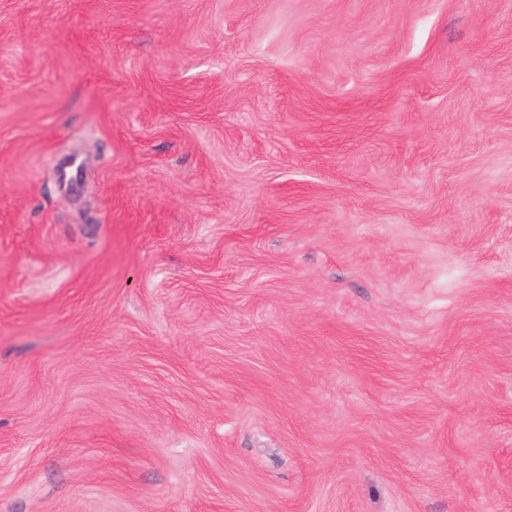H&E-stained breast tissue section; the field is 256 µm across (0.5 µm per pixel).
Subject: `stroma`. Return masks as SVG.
<instances>
[{"label": "stroma", "instance_id": "obj_1", "mask_svg": "<svg viewBox=\"0 0 512 512\" xmlns=\"http://www.w3.org/2000/svg\"><path fill=\"white\" fill-rule=\"evenodd\" d=\"M0 512H512V0H0Z\"/></svg>", "mask_w": 512, "mask_h": 512}]
</instances>
